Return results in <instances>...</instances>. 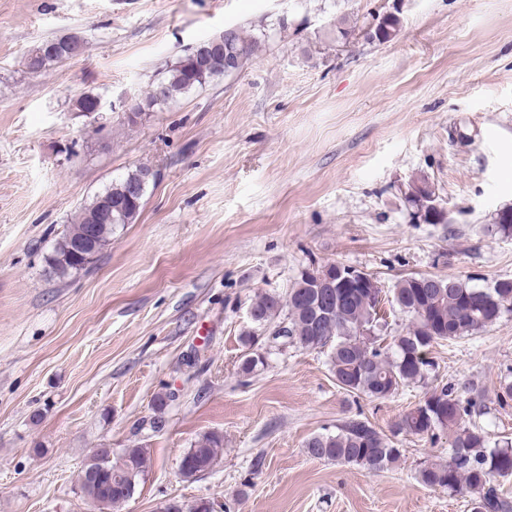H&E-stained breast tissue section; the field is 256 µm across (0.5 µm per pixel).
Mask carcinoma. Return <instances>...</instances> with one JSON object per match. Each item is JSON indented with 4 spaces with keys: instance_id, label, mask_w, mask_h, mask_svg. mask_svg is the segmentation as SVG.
Instances as JSON below:
<instances>
[{
    "instance_id": "obj_1",
    "label": "carcinoma",
    "mask_w": 512,
    "mask_h": 512,
    "mask_svg": "<svg viewBox=\"0 0 512 512\" xmlns=\"http://www.w3.org/2000/svg\"><path fill=\"white\" fill-rule=\"evenodd\" d=\"M401 24L395 13L378 19L368 34L372 40L388 41ZM232 43L234 55L226 62L224 53L215 50L203 61L196 48L165 69L153 85L148 104L173 101L210 81L243 69L260 49L262 40L237 28L224 30ZM85 53V42L77 35L42 40L26 57V67L40 73L54 63ZM147 164H139L112 180L91 201L83 205L66 226L50 256L57 279L64 280L73 271L85 269V256L76 242L84 239L92 218L112 207L110 224L98 227L99 238L108 242L112 226L134 223L144 205V196L124 200L125 193L143 183ZM406 201L413 219L422 224H446L448 217L436 209L438 195L425 178H416L408 186ZM495 224L505 236H512V207L496 213ZM301 273L288 294L263 293L254 299L252 320L279 326L287 322L285 335L272 336L270 343L302 350H329V365L336 384L349 392L369 398L385 399L400 388L425 380L432 361L431 348L441 341L472 336L497 321L512 309V279L495 281L490 288H476L452 277L416 275L404 278L393 289L391 303L409 317L406 327L390 342L380 335L381 320L373 310L376 298L360 287L321 288L316 280ZM248 347L240 371L249 376L266 364L265 354L254 350L257 340L249 331L241 335ZM478 404L464 399L451 386L444 385L418 402L395 425L393 435L405 432L414 436H435L437 430L452 434L448 459L431 463L419 471L421 482L442 488L450 494L467 492L473 501L472 512H512V498L499 479L512 476V446L508 440L490 441L483 429L466 418ZM223 439L216 433L202 435L182 456L180 472L193 479L208 472L223 452ZM307 454L318 460L333 461L380 471L394 464L401 451L392 439L362 419H349L336 431L320 433L306 442ZM93 461L99 482L87 481L81 472L79 483L84 496L98 512L128 501L135 493L147 466L143 448L125 449L120 460L112 461V449L99 448Z\"/></svg>"
}]
</instances>
